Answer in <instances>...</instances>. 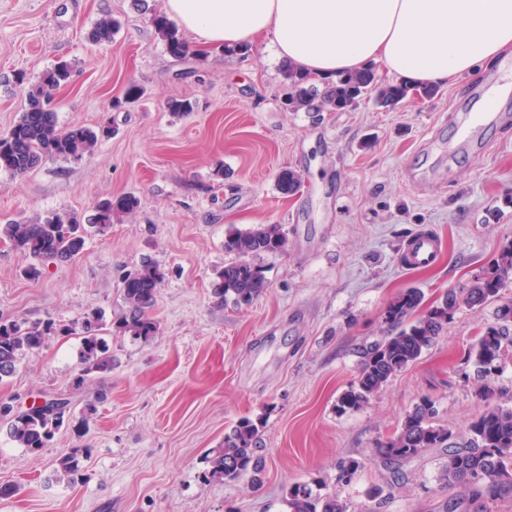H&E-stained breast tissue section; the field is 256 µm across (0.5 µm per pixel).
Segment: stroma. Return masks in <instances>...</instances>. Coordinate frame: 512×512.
I'll return each mask as SVG.
<instances>
[{"instance_id":"35a3bbf8","label":"stroma","mask_w":512,"mask_h":512,"mask_svg":"<svg viewBox=\"0 0 512 512\" xmlns=\"http://www.w3.org/2000/svg\"><path fill=\"white\" fill-rule=\"evenodd\" d=\"M119 17L112 41L87 34ZM177 61L133 0H0V135L25 110L15 73L38 80L59 62L72 77L55 95L60 126L111 127L94 153L50 160L23 176L0 172V224L53 214L89 220L96 204L131 194L137 211L83 252L26 276L28 256L0 241V319L70 324L93 310L113 323L125 309L121 278L143 261L164 272L148 341L113 333L110 373L75 385L81 339H52L0 381V399L24 409L69 397L74 418L97 412L85 435L62 427L39 454L16 447L0 424V483L19 485L0 512H286L288 490L318 482L347 512H448L446 460L432 449L410 461L374 455L423 397L454 435L487 403L467 354L495 308L460 307L434 343L362 407L338 412L359 351L383 335L388 303L408 288L426 303L465 287L512 240V122L462 143L452 113L495 98L512 114V56L393 108L366 98L318 117L285 110L281 68L268 40L246 56L197 49ZM144 95L116 108L129 83ZM195 101L176 117L169 99ZM224 169L218 178L216 169ZM295 170L286 196L278 173ZM279 224L283 254L256 263L268 284L250 305L218 303L228 229ZM420 229L442 247L436 262L406 268L400 254ZM260 426L259 474L204 479V457L242 418ZM79 444L82 479L55 483L58 455ZM363 467L337 479L340 460Z\"/></svg>"}]
</instances>
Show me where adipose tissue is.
<instances>
[{
	"mask_svg": "<svg viewBox=\"0 0 512 512\" xmlns=\"http://www.w3.org/2000/svg\"><path fill=\"white\" fill-rule=\"evenodd\" d=\"M164 9L205 47L266 38L315 79L379 63L413 86L448 85L512 54V0H164Z\"/></svg>",
	"mask_w": 512,
	"mask_h": 512,
	"instance_id": "obj_1",
	"label": "adipose tissue"
}]
</instances>
